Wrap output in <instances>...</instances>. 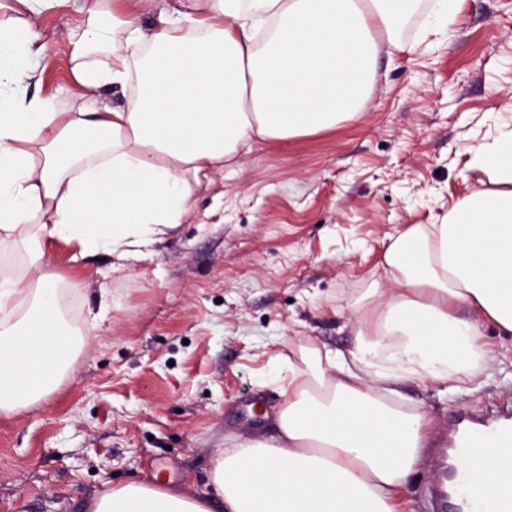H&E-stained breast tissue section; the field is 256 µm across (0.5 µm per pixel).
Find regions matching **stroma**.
I'll use <instances>...</instances> for the list:
<instances>
[{
  "mask_svg": "<svg viewBox=\"0 0 512 512\" xmlns=\"http://www.w3.org/2000/svg\"><path fill=\"white\" fill-rule=\"evenodd\" d=\"M78 19L61 8L41 24L40 92L71 112ZM397 39L355 120L254 143L160 240L124 259L48 243L75 352L55 390L0 413V512H84L104 483L155 476L204 494L219 450L273 435L301 348L352 347L391 237L477 190L474 149L512 133V0H464L451 19L421 0ZM481 332L471 378L400 387L431 418L403 512H432L455 414L512 400V336Z\"/></svg>",
  "mask_w": 512,
  "mask_h": 512,
  "instance_id": "obj_1",
  "label": "stroma"
}]
</instances>
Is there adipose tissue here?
Instances as JSON below:
<instances>
[{"label": "adipose tissue", "mask_w": 512, "mask_h": 512, "mask_svg": "<svg viewBox=\"0 0 512 512\" xmlns=\"http://www.w3.org/2000/svg\"><path fill=\"white\" fill-rule=\"evenodd\" d=\"M158 0H0V245L20 247L30 287L0 279V412L36 402L68 369L59 328L54 240L126 254L181 224L196 191L252 140L283 141L353 119L383 49L418 0H175L151 28ZM73 6L75 58L104 48L111 65L80 64L87 99L76 112L21 94L47 43L33 15ZM133 85L126 107L99 89ZM488 185L437 224L394 237L393 290L360 311L348 351L304 348L289 366L270 439L224 449L205 498L162 482L104 487L85 512H398L429 420L392 401L398 384L469 375L480 323L512 335V134L479 146ZM467 307L475 321L458 317ZM512 448L473 463L495 512Z\"/></svg>", "instance_id": "ef3b65f1"}]
</instances>
